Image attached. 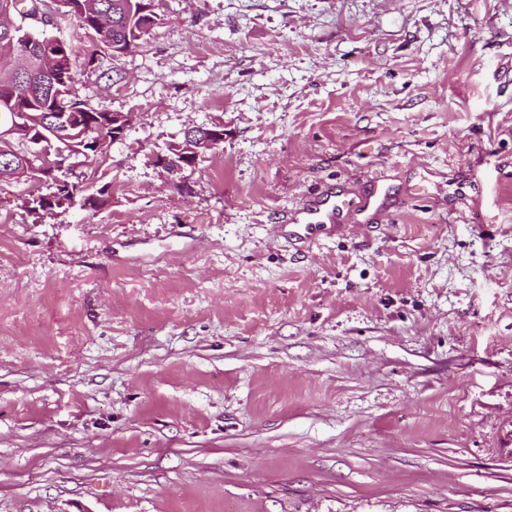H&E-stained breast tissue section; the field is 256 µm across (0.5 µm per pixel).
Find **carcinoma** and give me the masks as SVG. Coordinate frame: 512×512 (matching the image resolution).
<instances>
[{
  "instance_id": "cac0c4a2",
  "label": "carcinoma",
  "mask_w": 512,
  "mask_h": 512,
  "mask_svg": "<svg viewBox=\"0 0 512 512\" xmlns=\"http://www.w3.org/2000/svg\"><path fill=\"white\" fill-rule=\"evenodd\" d=\"M20 0H0V13L20 15L17 26L0 27V126L14 123L15 134L0 141V173L10 174V163L20 155H32L43 146L41 132L48 117L66 113L69 138L61 141L69 151L77 149L98 155L112 142V113L93 108L77 99L76 70L70 45L50 59L42 47L54 41L43 32H31L26 20L33 18L35 2L21 6ZM64 13L75 19L79 29L92 32L112 57L138 48L155 25L152 0H60ZM66 188L58 183L46 188L28 211L37 218L50 211L65 210Z\"/></svg>"
}]
</instances>
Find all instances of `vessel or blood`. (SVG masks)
<instances>
[{"instance_id":"obj_1","label":"vessel or blood","mask_w":512,"mask_h":512,"mask_svg":"<svg viewBox=\"0 0 512 512\" xmlns=\"http://www.w3.org/2000/svg\"><path fill=\"white\" fill-rule=\"evenodd\" d=\"M383 204L380 194H372L360 199L336 200L331 195H321L309 199L302 207L291 212L288 222L301 226L305 240H314L319 228L325 224L338 223L346 213L361 214L379 210Z\"/></svg>"}]
</instances>
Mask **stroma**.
<instances>
[{"mask_svg": "<svg viewBox=\"0 0 512 512\" xmlns=\"http://www.w3.org/2000/svg\"><path fill=\"white\" fill-rule=\"evenodd\" d=\"M43 12L135 120L100 210L0 183V512H512V0H156L91 66ZM223 127V125L216 123L211 126H195V129L203 131L197 132L192 130L188 133L189 140L195 142L196 145L191 143L187 147L183 146L182 148H186V150H177L176 153L178 155L158 154L152 158V162L171 174L179 169L184 171L186 169V161L192 160L196 164L201 157L203 158L213 149L217 143L216 141L220 140L217 129ZM178 157H181V159L179 160ZM51 187H46V192L42 193L38 201H35L27 210L36 218H40L47 214L48 211L66 210V203L64 199L70 200L69 195L65 193L66 183L61 187L57 182L51 184ZM332 195H321L309 199L302 207L286 215L290 225L302 226L304 235H296L299 240L312 241L316 238L318 228L324 224H337L344 211L346 214H361L366 211H378L383 204L381 193L349 200H334Z\"/></svg>", "mask_w": 512, "mask_h": 512, "instance_id": "1", "label": "stroma"}]
</instances>
